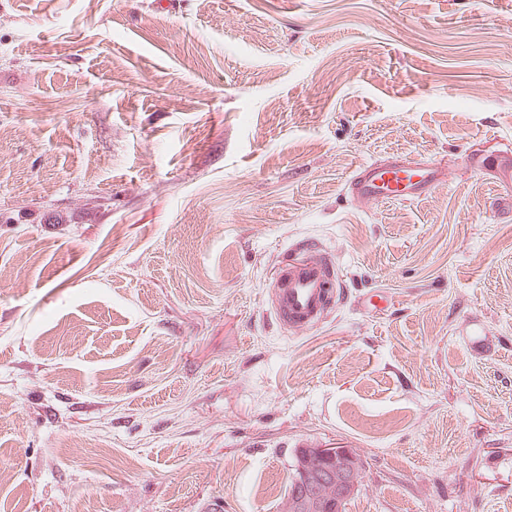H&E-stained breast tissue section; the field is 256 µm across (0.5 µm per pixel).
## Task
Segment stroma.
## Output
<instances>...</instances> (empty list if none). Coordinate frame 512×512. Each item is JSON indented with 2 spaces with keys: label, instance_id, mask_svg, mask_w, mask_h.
<instances>
[{
  "label": "stroma",
  "instance_id": "obj_1",
  "mask_svg": "<svg viewBox=\"0 0 512 512\" xmlns=\"http://www.w3.org/2000/svg\"><path fill=\"white\" fill-rule=\"evenodd\" d=\"M506 151L512 0H0V512H282L320 446L345 512H512ZM390 156L446 180L353 200ZM469 166L478 171L491 169L497 180L502 183L512 185V153L506 152L496 156H472L468 159ZM340 284L328 259L283 263L272 284V310L277 323L287 329H304L321 321ZM284 512H342L359 487L362 462L350 448H299ZM344 507V508H343Z\"/></svg>",
  "mask_w": 512,
  "mask_h": 512
}]
</instances>
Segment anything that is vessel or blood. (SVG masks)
<instances>
[{
  "mask_svg": "<svg viewBox=\"0 0 512 512\" xmlns=\"http://www.w3.org/2000/svg\"><path fill=\"white\" fill-rule=\"evenodd\" d=\"M472 169L492 170L500 183L512 185V153L472 156ZM446 180L443 167L413 164L401 159L364 163L347 185L348 194L365 202L412 200L428 195ZM340 284L334 264L328 259L283 263L272 284V310L277 323L287 329H304L321 321Z\"/></svg>",
  "mask_w": 512,
  "mask_h": 512,
  "instance_id": "1",
  "label": "vessel or blood"
}]
</instances>
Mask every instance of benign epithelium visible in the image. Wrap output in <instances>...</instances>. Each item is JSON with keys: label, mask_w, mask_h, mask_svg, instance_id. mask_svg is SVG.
Segmentation results:
<instances>
[{"label": "benign epithelium", "mask_w": 512, "mask_h": 512, "mask_svg": "<svg viewBox=\"0 0 512 512\" xmlns=\"http://www.w3.org/2000/svg\"><path fill=\"white\" fill-rule=\"evenodd\" d=\"M362 462L350 448H301L293 481L299 489L288 495L283 512H343L359 487Z\"/></svg>", "instance_id": "7a95c632"}]
</instances>
